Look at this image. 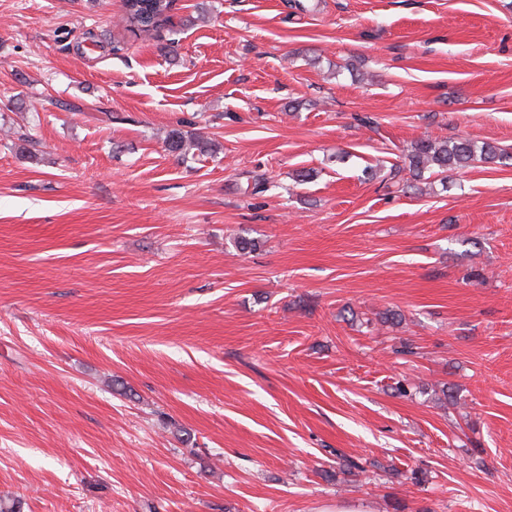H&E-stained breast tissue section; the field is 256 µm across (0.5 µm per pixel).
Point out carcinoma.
<instances>
[{"label": "carcinoma", "instance_id": "cac0c4a2", "mask_svg": "<svg viewBox=\"0 0 512 512\" xmlns=\"http://www.w3.org/2000/svg\"><path fill=\"white\" fill-rule=\"evenodd\" d=\"M173 5L174 0H125V29L139 35L152 34L170 21ZM164 144L169 152L183 158L195 152L202 155L210 147L207 139L178 131L171 132ZM509 158H512L511 154L489 143L479 146L464 138L419 140L406 155L407 168L414 179L421 177L426 170L444 173L448 170L464 169L476 160L495 164Z\"/></svg>", "mask_w": 512, "mask_h": 512}]
</instances>
